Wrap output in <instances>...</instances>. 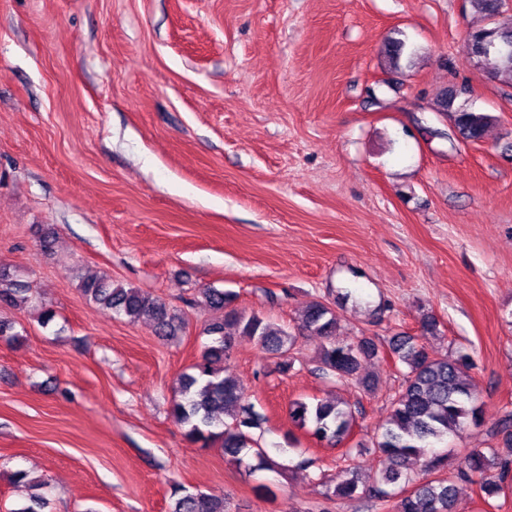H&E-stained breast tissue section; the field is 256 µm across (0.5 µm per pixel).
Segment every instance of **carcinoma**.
<instances>
[{"label":"carcinoma","mask_w":512,"mask_h":512,"mask_svg":"<svg viewBox=\"0 0 512 512\" xmlns=\"http://www.w3.org/2000/svg\"><path fill=\"white\" fill-rule=\"evenodd\" d=\"M481 13L492 20V27L470 33L478 39L512 41V16H503L498 0H472ZM494 57L497 72L508 77L512 84V56L485 50L477 43L470 57L480 62ZM453 132L463 143L484 138L494 117L483 112L458 110L450 113ZM79 290L86 300L123 315L131 321L145 318L152 321L161 336H173L182 329L183 319L167 303L137 288H125L106 276H86L79 281ZM30 288L6 269H0V302L19 306L31 299ZM199 294L205 305L223 314L220 320L206 325L203 334L210 337L200 358L190 370L181 373L177 395L172 402V415L186 427L185 437L203 447L219 445L224 457L241 465L251 455L257 468L272 470L277 462L256 446L251 430L260 428L263 417L245 403L243 388L233 376L224 374V360L229 356L232 337L224 334V322L231 321L240 334L256 340L277 359L282 370L294 363L292 350L297 335L307 334L325 340L317 363L319 370L341 382L370 387L361 372V362L378 356L379 348L364 340L357 345L337 339L338 318L334 311L313 301L300 315L297 333L264 320L256 313L245 314L231 308L233 294L218 288H201ZM434 317L422 320L419 336L397 335L391 338V355L408 368L404 387L393 402L391 416L377 436L374 451L386 457L390 466L372 484L359 487L358 474L349 469L336 476L333 494L352 497L362 491L381 504L394 501L392 512H457L455 483L444 479L417 478L411 473V461L421 449L429 447L450 434H457L468 424L481 425V410L471 376L469 354L458 350L437 356L427 349V339L437 335ZM289 418L320 443L331 447L347 439L355 425V416L338 402L319 400L309 403L296 400L289 408ZM457 478L478 486L483 501L512 488V461L499 458L493 452L473 448L462 459ZM387 485L399 487L389 492ZM173 512H226L224 498L202 491L190 492L177 484L173 486ZM47 497L37 491L28 504L11 512H44Z\"/></svg>","instance_id":"cac0c4a2"}]
</instances>
